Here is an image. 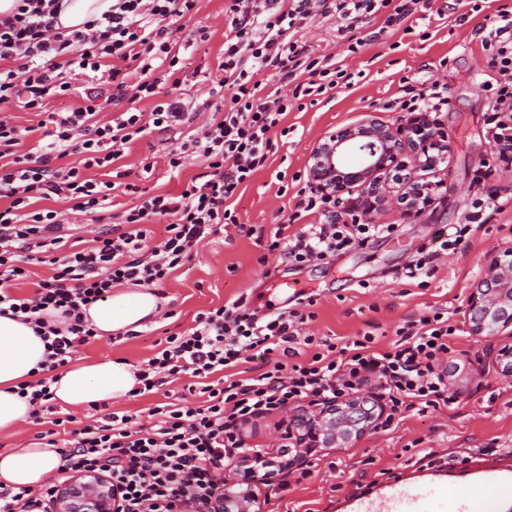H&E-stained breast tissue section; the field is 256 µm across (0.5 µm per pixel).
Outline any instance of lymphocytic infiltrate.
<instances>
[{"instance_id": "obj_1", "label": "lymphocytic infiltrate", "mask_w": 512, "mask_h": 512, "mask_svg": "<svg viewBox=\"0 0 512 512\" xmlns=\"http://www.w3.org/2000/svg\"><path fill=\"white\" fill-rule=\"evenodd\" d=\"M196 2L113 0L102 18L68 35L54 27L62 0H17L14 13L0 17V315L32 325L45 344L42 375L29 384L34 424L46 416L52 423L39 439L58 447V427H70L56 477L35 493L1 490L0 512H49L55 486L84 471L111 477L120 489L121 512H212L224 472L248 452L244 433L258 419L302 401L338 404L370 387L376 391L370 410L386 431L411 414L458 401L448 375L457 334L443 309L404 320L388 347L378 350L368 332L341 344L302 335L313 313L294 308L261 314L241 296L197 313L187 331L166 336L137 375L135 396L157 394L187 376L199 385L201 402H157L143 416L109 411L79 427L71 414L60 413L51 373L97 337L85 307L121 285L162 286L200 242L237 223L234 202L268 161L273 131L288 109L351 86L353 75L342 62L316 53L300 39V30L317 16L336 19L344 53L356 54L379 34H413L414 16L431 6V0H228L219 76L209 99L198 102L178 93L180 59L169 26L190 15ZM375 18L382 23L379 32L353 34L354 21ZM473 36L487 53L482 85L494 98L487 120L494 159L480 163L474 176L486 185L494 172L512 167V0L497 7L491 27L475 28ZM103 70L111 95L89 91L71 110L46 112L49 100L70 93V75ZM143 101L148 109H140ZM16 104L47 113L50 130L18 126L8 114ZM447 105L448 89L436 81L427 89L406 82L399 102L410 114L436 113ZM109 106L117 115L102 120ZM205 111L210 122L171 150L168 164L179 171L197 159L206 172L192 176L180 193L144 194L136 205L110 213L116 182L125 176L116 167L125 145L150 127L193 126ZM36 133L42 144L23 150ZM93 169L114 170L115 177H90ZM57 199L99 223L90 242L67 241L64 214L50 206ZM295 199L266 247L299 265L330 263L395 230L362 221L356 205L340 204L308 185ZM472 207L465 223L440 226L419 247L408 278H432L440 255L468 242L494 215L512 210V193L488 188ZM156 224L164 225L165 235L152 247ZM42 258L50 273L33 278L29 265ZM28 279L32 295L15 296ZM55 311L62 321L51 320ZM304 348L311 351L305 360L299 357ZM250 351L272 359V368L236 377Z\"/></svg>"}]
</instances>
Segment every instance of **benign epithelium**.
Returning <instances> with one entry per match:
<instances>
[{"mask_svg":"<svg viewBox=\"0 0 512 512\" xmlns=\"http://www.w3.org/2000/svg\"><path fill=\"white\" fill-rule=\"evenodd\" d=\"M449 151L448 137L439 124L413 115L400 124H388L371 112L354 123L322 134L308 155L306 173L320 193L339 198L358 193L366 218L388 203L400 204L406 219L420 217L419 205L427 186L423 172L436 161L431 151ZM474 336H491L512 327V248L494 254L484 277L472 292L466 312ZM373 428L364 403L355 401L338 410L317 407L290 426L303 432L308 448L344 447ZM257 470L249 472L246 487L234 490L235 479H224L217 512H257ZM112 479L102 473L81 472L58 486L51 512H120Z\"/></svg>","mask_w":512,"mask_h":512,"instance_id":"1","label":"benign epithelium"}]
</instances>
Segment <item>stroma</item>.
<instances>
[{"label":"stroma","mask_w":512,"mask_h":512,"mask_svg":"<svg viewBox=\"0 0 512 512\" xmlns=\"http://www.w3.org/2000/svg\"><path fill=\"white\" fill-rule=\"evenodd\" d=\"M225 0H200L192 19L183 20L176 39L183 66L182 91L203 100L209 83L199 75L212 71L224 48ZM494 7L473 12L468 0H432L425 18L416 20L412 36L385 35L371 42L346 64L356 79L353 86L336 89L331 99L301 101L287 113L283 133L273 136L268 164L260 169L235 202L240 224L266 230L279 221L280 212L294 203L299 188L294 175L305 171L308 153L326 130L336 129L374 112L384 122L406 117L397 104L403 78L447 85V110L436 119L448 134V165L441 173L433 205L416 220L403 218L396 207L379 213V224H394L396 235L374 238L335 259L332 265L296 266L281 253L265 254L255 238L237 226L223 227L203 241L192 260L173 272L162 288L168 299L165 317L142 335L119 341L97 339L80 349L84 362L120 359L139 366L154 352L165 331L192 325L198 312L248 295L253 308L285 309L293 295L279 283H299L313 299L314 320L304 331L313 336L345 337L371 332L379 345L393 338L405 318L427 307L447 311L452 325L461 328L457 356L465 364L457 376V404L406 418L388 432L371 430L349 448H321L310 458L312 475L289 483L282 498L261 506L259 512H343L345 500L369 485L401 477L412 479L434 471L464 470L481 465H512V376L496 359L507 336H473L465 330V311L491 253L512 246V210L495 215L484 232L441 258L428 287H418L405 272L418 246L440 225L463 223L479 192L473 182L479 162L488 158L492 137L487 117L492 95L480 86L478 73L486 54L472 36L479 24H492ZM208 40H200L199 28ZM173 134L151 132L128 145L121 160L131 173L142 162L154 163L147 189L175 193L188 177L203 173L200 162L172 172L166 157L177 147ZM290 175L287 193H279L277 173ZM267 264H260V257ZM432 456H424V449Z\"/></svg>","instance_id":"1"}]
</instances>
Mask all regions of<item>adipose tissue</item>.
Returning a JSON list of instances; mask_svg holds the SVG:
<instances>
[{"mask_svg":"<svg viewBox=\"0 0 512 512\" xmlns=\"http://www.w3.org/2000/svg\"><path fill=\"white\" fill-rule=\"evenodd\" d=\"M166 302L154 288H118L86 308L85 317L99 337L112 338L147 328ZM44 358V343L30 325L0 316V431L29 419L32 407L18 385L33 378ZM136 373V367L112 359L77 361L56 371L50 390L55 402L66 406L109 403L138 387ZM60 463L59 449L38 442L0 452V486L14 493L22 487L40 489Z\"/></svg>","mask_w":512,"mask_h":512,"instance_id":"ef3b65f1","label":"adipose tissue"}]
</instances>
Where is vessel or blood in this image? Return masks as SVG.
<instances>
[{
    "label": "vessel or blood",
    "mask_w": 512,
    "mask_h": 512,
    "mask_svg": "<svg viewBox=\"0 0 512 512\" xmlns=\"http://www.w3.org/2000/svg\"><path fill=\"white\" fill-rule=\"evenodd\" d=\"M346 512H512V470L479 467L396 482L349 498Z\"/></svg>",
    "instance_id": "obj_1"
}]
</instances>
